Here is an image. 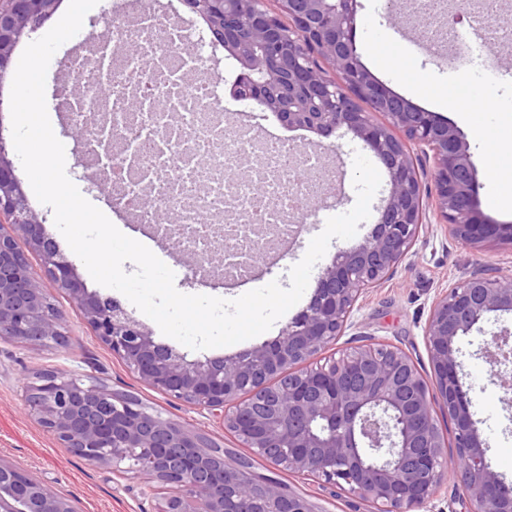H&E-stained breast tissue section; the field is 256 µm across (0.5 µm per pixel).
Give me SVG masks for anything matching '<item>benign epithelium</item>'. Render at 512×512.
<instances>
[{"label": "benign epithelium", "instance_id": "7a95c632", "mask_svg": "<svg viewBox=\"0 0 512 512\" xmlns=\"http://www.w3.org/2000/svg\"><path fill=\"white\" fill-rule=\"evenodd\" d=\"M212 39L234 58L238 100L258 103L292 129L359 139L389 175L375 225L357 246L338 251L317 280L308 306L279 336L231 355L187 359L156 341L148 326L117 301L88 291L30 210L0 125V338L21 344L63 339V316L50 306L23 249L41 256L52 284L68 293L97 336L149 387L205 413L254 454L290 475L337 486L368 512H425L437 491L456 478L468 512H512V486L489 464L457 373L454 342L489 315L512 314V280L475 272L433 300L424 336L433 367L426 381L396 346L378 341L312 366L336 342L365 290L385 282L418 240L423 225L450 227L469 245L512 244V224L480 210L477 168L457 127L418 108L377 80L355 44L358 0H280L279 16L260 0H184ZM58 0H0V74L16 44L36 31ZM470 0L448 2V30L465 32ZM331 62L332 72L315 61ZM388 117L377 124L353 97ZM429 164L434 193H424ZM505 396L512 395V328L483 347ZM40 424L68 452L112 476H147L168 488L161 512H315L289 486L260 479L214 456L202 436L154 415L103 387L58 372L22 386ZM441 404L453 425L447 455L433 415ZM0 512H74L71 501L30 471L0 459Z\"/></svg>", "mask_w": 512, "mask_h": 512}]
</instances>
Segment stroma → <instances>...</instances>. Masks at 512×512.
I'll use <instances>...</instances> for the list:
<instances>
[{
    "instance_id": "stroma-1",
    "label": "stroma",
    "mask_w": 512,
    "mask_h": 512,
    "mask_svg": "<svg viewBox=\"0 0 512 512\" xmlns=\"http://www.w3.org/2000/svg\"><path fill=\"white\" fill-rule=\"evenodd\" d=\"M360 20L355 32L358 53L364 65L396 94L428 111L451 119L470 146L472 160L483 185L480 209L487 217L512 224V207H498L502 197L512 196V177L495 175L503 159H489L481 149L483 138L512 131V55L484 64L473 59L465 70L439 65L405 39L402 26L393 24L386 0H359ZM481 101L478 111L465 109V102ZM69 125L57 120L54 133L65 146L66 173L81 194L111 213L112 223L125 235L146 244L175 274V286L184 294H204L232 300L248 291L278 281L289 287V271L305 256L312 238L320 234L328 218L350 211L356 203L353 161L363 145L352 137L336 139L305 133L302 144L315 148L338 173L336 196L331 207L320 209L318 221L299 238L297 249L277 261H263L257 278L240 286H224L220 280L192 278L179 255L160 242L148 239L143 225L114 204L110 190H100L81 181L75 169L78 148L68 133ZM475 271H495L512 276V245L489 243L474 249L453 239L445 225L423 226L419 238L390 277L360 297L351 325L336 344L320 355L321 360L339 357L361 345L363 336L387 340L405 351L423 375L432 372L423 335L431 303L440 289L463 281ZM50 301L64 317L66 345L52 342L22 345L0 339V457L31 470L51 490L68 496L78 512H159L170 492L157 488L154 495L142 490L146 478L135 475L113 483L106 468L94 467L69 454L56 438L40 426L23 397L22 384L40 371L70 372L85 383L139 399L150 412L174 421L242 455L246 449L191 405L142 383L137 375L96 336L78 305L62 290L48 287ZM512 324V314L484 320L478 329L456 344L458 374L470 386V411L493 469L512 481V402L502 399L483 357L486 339L499 324ZM257 474L285 482L308 498L317 512H366L364 503L343 491L289 475L270 461L253 457Z\"/></svg>"
}]
</instances>
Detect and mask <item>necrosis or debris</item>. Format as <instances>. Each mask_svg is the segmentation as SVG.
<instances>
[{
    "instance_id": "necrosis-or-debris-1",
    "label": "necrosis or debris",
    "mask_w": 512,
    "mask_h": 512,
    "mask_svg": "<svg viewBox=\"0 0 512 512\" xmlns=\"http://www.w3.org/2000/svg\"><path fill=\"white\" fill-rule=\"evenodd\" d=\"M500 12V0H483L469 16L481 24L484 47H512ZM204 56L195 29L135 0L113 15L111 40H90L63 60L73 93L59 106L90 132L77 160L84 179L109 171L123 211L174 252L201 256L196 277L241 282L253 275L254 253L294 237L293 215L323 201L333 175L288 139L229 128L201 75ZM252 155L265 163L260 191L240 174ZM299 165L307 177L297 184ZM161 209L176 223H159Z\"/></svg>"
}]
</instances>
